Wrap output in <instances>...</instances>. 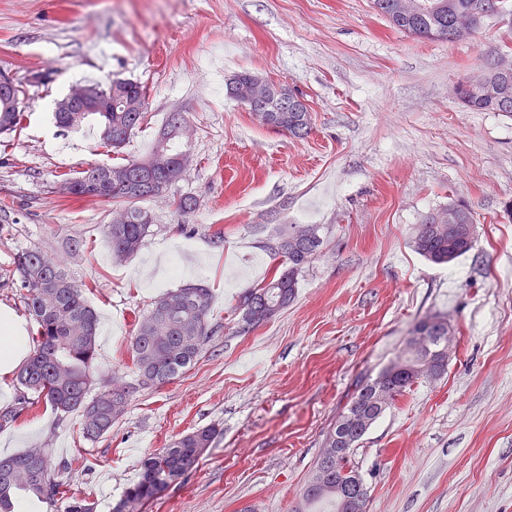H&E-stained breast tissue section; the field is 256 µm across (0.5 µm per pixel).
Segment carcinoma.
<instances>
[{"instance_id":"1","label":"carcinoma","mask_w":512,"mask_h":512,"mask_svg":"<svg viewBox=\"0 0 512 512\" xmlns=\"http://www.w3.org/2000/svg\"><path fill=\"white\" fill-rule=\"evenodd\" d=\"M409 0H371L373 8L396 29L431 40L455 42L474 35L483 22L502 13L512 14V0H417L423 7L413 14L405 10ZM237 83L227 85L234 99L246 102L253 74H236ZM497 95L486 91L487 85ZM90 95L112 103V111L95 113L105 147L119 154L145 118L146 91L137 82L113 79L106 85L88 86ZM22 90L14 82L0 84V135L17 130L23 116ZM280 95L288 111L257 112L255 118L268 128L286 131L296 138L312 129V113L303 96L282 85ZM474 112H504L512 115V79L506 80L484 65L481 77L458 97ZM65 99L56 102L58 127L77 131L88 125L85 113L65 112ZM186 118L169 113L145 156L112 165H91L61 186L66 197H101L112 204L124 203L118 217L106 226L105 237L118 260L140 249L153 223L149 211L138 206L161 194L177 180V166L189 161L180 149ZM474 223L468 206L451 201L428 214L414 227L415 251L435 264H448L468 253L475 239L467 225ZM323 240L312 224H284L264 242L273 259L266 278L239 300L241 321L256 328L287 308L295 299L299 276L322 251ZM14 273L27 289L26 312L36 326L31 340L33 353L16 377L17 402L0 413V427L15 421L43 400L61 414L81 418V437L94 442L112 430L132 398L176 379L196 364L209 342L212 293L202 284H187L159 295L151 309L138 317L130 344L132 378L116 380L98 371L96 335L98 316L66 267L39 248H29L15 259ZM431 317L417 320L409 331L404 353L385 366L374 379L361 380L347 405L326 434L323 450L300 493L293 512H355L338 494L336 485L348 473H358L353 455L344 456L338 472L328 474L325 458L339 447L340 439L357 448L369 429L422 379L445 374L448 363L433 337ZM218 435L216 427L199 428L146 455L138 479L124 492L112 512H141L172 484L188 474ZM65 463H56L46 450H33L0 458V512H14V499L30 494L40 502H52L63 494Z\"/></svg>"}]
</instances>
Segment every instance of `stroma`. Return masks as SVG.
Instances as JSON below:
<instances>
[{"mask_svg":"<svg viewBox=\"0 0 512 512\" xmlns=\"http://www.w3.org/2000/svg\"><path fill=\"white\" fill-rule=\"evenodd\" d=\"M511 25L492 18L448 42L394 29L370 0H0V72L24 99L20 129L0 135V280L30 247L64 262L92 286L98 365L123 376L135 321L159 294L189 282L213 293L199 361L139 393L99 442L44 403L0 428L1 457L46 448L70 464L64 499L21 494L17 512H65L72 495L111 512L144 456L206 426L219 431L212 447L145 512H291L357 382L434 314L458 329L447 372L360 442L366 512H512V116L466 111L452 94ZM244 71L301 92L311 133L268 129L231 98ZM111 79L148 96L125 158L144 155L172 112L190 146L184 176L142 201L155 222L119 263L104 235L111 205L57 191L60 175L113 154L96 130L52 116L70 86ZM185 196L197 201L187 214ZM452 200L471 208L478 240L435 265L412 229ZM279 224L318 225L322 253L292 304L241 331L237 300L266 276L261 244Z\"/></svg>","mask_w":512,"mask_h":512,"instance_id":"stroma-1","label":"stroma"}]
</instances>
